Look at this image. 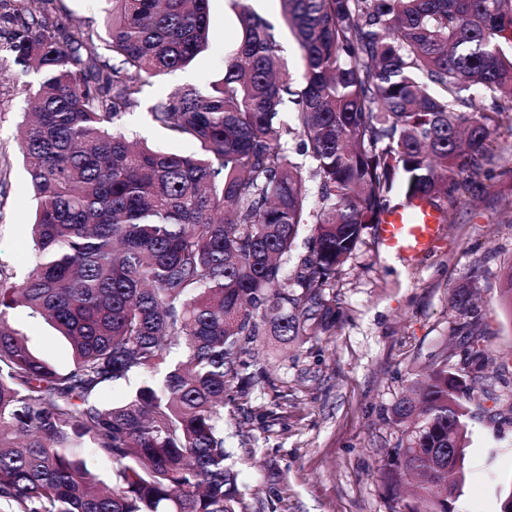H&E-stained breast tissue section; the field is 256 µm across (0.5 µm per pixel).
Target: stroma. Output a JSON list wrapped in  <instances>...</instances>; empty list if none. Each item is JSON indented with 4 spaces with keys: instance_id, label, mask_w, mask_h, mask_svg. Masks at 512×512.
<instances>
[{
    "instance_id": "1",
    "label": "stroma",
    "mask_w": 512,
    "mask_h": 512,
    "mask_svg": "<svg viewBox=\"0 0 512 512\" xmlns=\"http://www.w3.org/2000/svg\"><path fill=\"white\" fill-rule=\"evenodd\" d=\"M106 7L105 0H54L52 15L100 31ZM209 13L208 49L189 67L145 85L142 106L120 122L125 132L172 152H192L191 144L156 127L145 106L182 86L204 89L223 77L224 60L241 35L237 8L233 0H210ZM25 98L22 79L0 78V261L20 272L33 264L27 226L35 213L16 142ZM491 151V162L468 177L466 191L449 206L438 248L397 263L368 225L324 289L340 311L335 333L279 356L259 348L254 362L266 368L268 381L224 409L229 464L245 478L251 512H391L379 467L401 438L392 410L406 394L411 369L442 352L450 362L460 360L451 297L470 276L480 282L474 333L508 360L481 388L512 394V316L497 305L500 271L512 262V125L502 124ZM12 322L38 355L58 366L69 363L68 343L42 319L19 308ZM473 413L454 512H500L512 476V422L496 417L486 400Z\"/></svg>"
}]
</instances>
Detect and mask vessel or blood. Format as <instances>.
<instances>
[{
    "mask_svg": "<svg viewBox=\"0 0 512 512\" xmlns=\"http://www.w3.org/2000/svg\"><path fill=\"white\" fill-rule=\"evenodd\" d=\"M440 222V214L427 200L416 199L391 210L377 232L388 252L416 257L437 246Z\"/></svg>",
    "mask_w": 512,
    "mask_h": 512,
    "instance_id": "obj_1",
    "label": "vessel or blood"
}]
</instances>
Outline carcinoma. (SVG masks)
I'll return each instance as SVG.
<instances>
[{
    "mask_svg": "<svg viewBox=\"0 0 512 512\" xmlns=\"http://www.w3.org/2000/svg\"><path fill=\"white\" fill-rule=\"evenodd\" d=\"M50 2L0 0V54L37 76L19 144L35 260L21 276L0 263V512H250L224 435L247 357L268 336L300 347L331 331L324 287L391 200L452 203L454 174L489 162L512 119V0H280L298 84L241 3L223 78L149 108L189 154L117 122L208 46L209 0H107L112 66ZM477 288L473 275L451 301L464 358L443 349L392 411L406 443L381 474L407 512H448L457 489L474 385L494 365L472 332ZM498 302L512 315V263ZM18 307L67 339V367L32 352ZM132 375L122 400H100Z\"/></svg>",
    "mask_w": 512,
    "mask_h": 512,
    "instance_id": "obj_1",
    "label": "carcinoma"
}]
</instances>
